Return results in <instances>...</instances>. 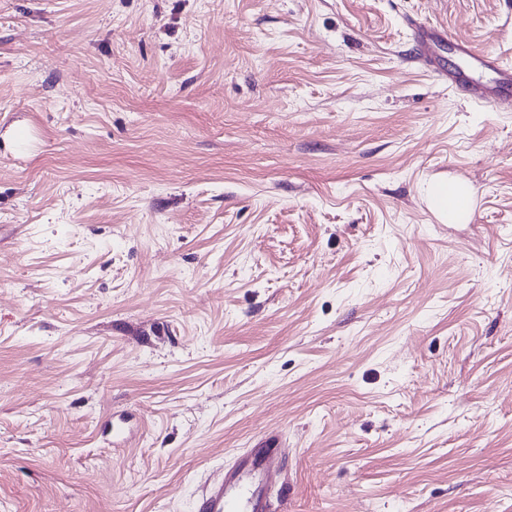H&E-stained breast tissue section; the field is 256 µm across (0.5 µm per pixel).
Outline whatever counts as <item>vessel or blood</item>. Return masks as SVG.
<instances>
[{
  "label": "vessel or blood",
  "instance_id": "vessel-or-blood-1",
  "mask_svg": "<svg viewBox=\"0 0 512 512\" xmlns=\"http://www.w3.org/2000/svg\"><path fill=\"white\" fill-rule=\"evenodd\" d=\"M410 26L418 43L421 64L433 65L432 47L446 40V31L416 20L411 21ZM456 48L475 66L497 76V86L493 89L476 82L465 85L466 99L488 103L499 110H512V65L464 41L458 42ZM287 461L288 450L279 436L260 439L205 487L199 499V512H279L281 498L274 495L268 479L280 473Z\"/></svg>",
  "mask_w": 512,
  "mask_h": 512
}]
</instances>
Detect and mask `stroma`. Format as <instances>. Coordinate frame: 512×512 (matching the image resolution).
Listing matches in <instances>:
<instances>
[{"label": "stroma", "instance_id": "35a3bbf8", "mask_svg": "<svg viewBox=\"0 0 512 512\" xmlns=\"http://www.w3.org/2000/svg\"><path fill=\"white\" fill-rule=\"evenodd\" d=\"M512 0H0V512H512ZM461 180L473 214L427 202ZM409 25L413 29L418 43V59L421 64L434 66V57L432 46L447 39L445 30H436L417 20H409ZM457 51L465 58L470 60L480 69L488 70L497 76V93H493L490 88L481 84L472 82L464 86V95L467 100L491 104L497 110H512V66L506 63L500 56H492L477 50L469 42H457ZM287 461L288 448L279 436L260 439L205 487L199 512H278L282 487L275 496L268 478L280 473Z\"/></svg>", "mask_w": 512, "mask_h": 512}]
</instances>
